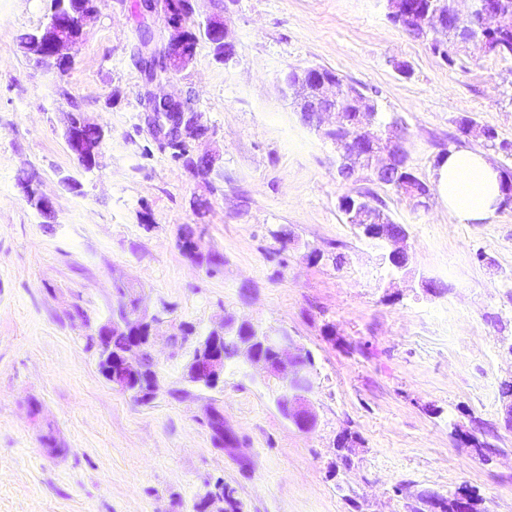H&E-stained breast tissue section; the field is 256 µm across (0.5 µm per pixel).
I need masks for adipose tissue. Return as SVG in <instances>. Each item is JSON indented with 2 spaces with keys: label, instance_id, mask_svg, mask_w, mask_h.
<instances>
[{
  "label": "adipose tissue",
  "instance_id": "1",
  "mask_svg": "<svg viewBox=\"0 0 512 512\" xmlns=\"http://www.w3.org/2000/svg\"><path fill=\"white\" fill-rule=\"evenodd\" d=\"M500 174L480 153L452 150L438 167L435 188L459 224H479L498 210Z\"/></svg>",
  "mask_w": 512,
  "mask_h": 512
}]
</instances>
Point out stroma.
Returning a JSON list of instances; mask_svg holds the SVG:
<instances>
[{"instance_id": "obj_1", "label": "stroma", "mask_w": 512, "mask_h": 512, "mask_svg": "<svg viewBox=\"0 0 512 512\" xmlns=\"http://www.w3.org/2000/svg\"><path fill=\"white\" fill-rule=\"evenodd\" d=\"M136 2L102 0L61 77L16 41L45 22V0H0V512H193L218 480L242 512H406L422 492L463 485L483 512H512L500 394L512 380V207L458 224L440 195L424 211L379 183H342L332 142L302 123L281 82L323 66L360 86L398 120L409 165L431 183L448 150L481 148L459 132L462 117L512 143V60L469 46L448 68L384 0H224L233 57L199 43L161 87L210 131L203 178L147 128ZM72 98L108 133L90 173L62 133ZM24 170L53 198V219L18 187ZM66 175L81 193L63 188ZM351 189L405 225L406 276L389 280L381 249L346 224L338 199ZM189 230L223 258L218 272L179 250ZM118 283L147 315L202 334L227 314L287 330L314 361L317 427L286 420L278 382L254 370L225 371L213 390L188 385L187 351L163 336L156 397L114 390L68 314L77 303L111 316ZM212 406L237 447H215ZM475 417L497 428L493 461L459 439ZM49 428L61 453L40 441ZM347 432L357 443L346 468L336 442Z\"/></svg>"}]
</instances>
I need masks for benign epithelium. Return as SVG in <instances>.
Wrapping results in <instances>:
<instances>
[{"label": "benign epithelium", "mask_w": 512, "mask_h": 512, "mask_svg": "<svg viewBox=\"0 0 512 512\" xmlns=\"http://www.w3.org/2000/svg\"><path fill=\"white\" fill-rule=\"evenodd\" d=\"M464 10H453L454 22H467L475 15L491 16L496 26L512 29V14L508 12L490 11L487 0H466ZM387 16L400 24H409L410 29L421 37L434 31L431 15L426 9H414L406 0H386ZM169 39L158 47L153 43L141 44L139 54L148 67V79L151 82L168 80L179 73L174 62L183 53L185 39L182 35L183 26L179 22H169ZM79 43V39L59 35L54 45L53 57L43 61L51 70H58V63H73L67 50ZM297 108L301 116L312 115L311 123L319 129L329 116L334 117L335 125L332 132H346V135L335 141L338 174L352 172L354 174L368 171L372 180L393 189L411 201L416 207H428L430 196L421 194L414 186V176L407 164V154L398 136V127L384 129L377 124L376 108L371 101L359 94L351 95L347 104H342V92L336 85V79L328 77L320 80L316 91L306 92L300 85L292 87ZM178 100L172 97L148 95L149 112L146 124L154 138L166 146L170 142L194 150V145L208 137L204 133L205 125L200 122L197 112H176ZM349 223L363 229V234L373 236L375 225L386 223L388 215L365 195L347 204ZM375 245L389 248L384 255L387 266L394 269L390 279L401 274L405 266L398 265V260L408 253V233L376 236ZM112 319L90 323L82 327L85 339L93 345L96 363H104L102 377L120 392L130 391L133 375L129 373L130 363L121 362L112 356L108 343L112 342ZM224 330V323L213 327L207 336L201 338L202 352L185 362L182 370L184 381L214 388L224 378V371L231 366H245L258 370L269 378H275L289 385L288 397L289 421L301 430L316 427L318 417L306 397L305 385L308 375L297 364L299 355L290 352L294 340L286 332L265 336L266 343L277 355L271 364L253 355L248 349L240 348L237 354L226 356L215 348L219 335ZM206 423L212 435L224 434V414L217 407H212L206 414Z\"/></svg>", "instance_id": "obj_1"}]
</instances>
